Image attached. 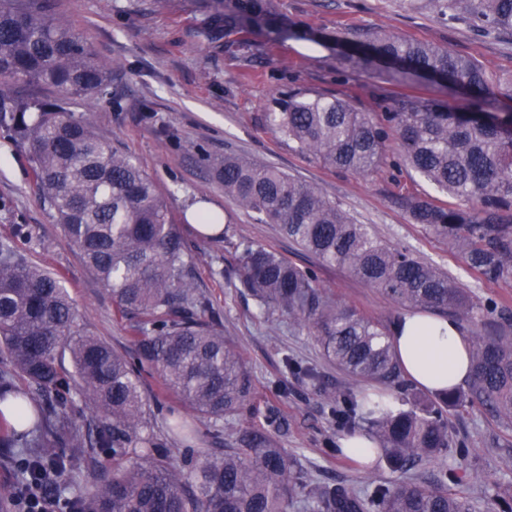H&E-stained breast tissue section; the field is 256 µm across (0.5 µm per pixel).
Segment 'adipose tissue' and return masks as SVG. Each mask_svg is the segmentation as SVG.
I'll use <instances>...</instances> for the list:
<instances>
[{
	"label": "adipose tissue",
	"instance_id": "ef3b65f1",
	"mask_svg": "<svg viewBox=\"0 0 512 512\" xmlns=\"http://www.w3.org/2000/svg\"><path fill=\"white\" fill-rule=\"evenodd\" d=\"M392 341L403 374L425 390L458 387L471 377L472 346L454 320L405 314L393 328Z\"/></svg>",
	"mask_w": 512,
	"mask_h": 512
}]
</instances>
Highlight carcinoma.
<instances>
[{
    "label": "carcinoma",
    "mask_w": 512,
    "mask_h": 512,
    "mask_svg": "<svg viewBox=\"0 0 512 512\" xmlns=\"http://www.w3.org/2000/svg\"><path fill=\"white\" fill-rule=\"evenodd\" d=\"M450 21L467 19L482 36L512 40V0H435ZM198 33L208 40L247 39L269 28L283 41L321 40L277 11L276 0H200ZM346 69L377 72L394 82L418 80L450 88L463 108L403 95L377 121L349 102L302 88L272 100L273 130L323 166L369 176L398 140L406 165L453 207L430 196L403 206L414 223L461 252L490 283L512 282V113L495 112L512 83L493 82L474 59L445 47L387 32L336 36ZM55 91L26 94L30 86ZM112 94V70L87 39L53 13L51 0H0V133L26 148L33 183L87 270L112 295L138 354L160 371L167 391L215 432L237 420L253 394L238 348L226 337L196 282L193 257L154 181L133 157L75 115L76 99ZM215 180L260 224L280 232L321 263L348 270L416 312L484 318L465 390L433 393L425 404L408 386L390 342V326L339 302L313 272L273 250L246 245L238 278L273 321L281 316L314 330L325 360L347 378L325 393L336 428L363 432L373 452L401 473L364 491L314 484L288 454V418L277 406L264 422L236 432L227 448H199L190 477L175 466L155 432L140 366L91 335L55 273L31 263L13 237L0 238V404L12 400L23 429L3 439L24 452L17 481L59 488L76 467L95 476L87 498L68 512H288L308 491L313 512H471L467 496L448 489V473L430 482L407 476L417 462L448 452V408L477 401L512 426V310L473 300L441 268L407 249H392L356 224L316 187L277 167L242 156L211 161ZM287 373L314 386L318 372L285 361ZM26 386L12 384L14 376ZM369 383L379 388L359 393ZM92 409L77 410L76 401ZM69 448L71 457L56 454ZM112 449V467L100 454Z\"/></svg>",
    "instance_id": "obj_1"
}]
</instances>
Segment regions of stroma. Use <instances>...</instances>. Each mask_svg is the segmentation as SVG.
<instances>
[{
	"label": "stroma",
	"mask_w": 512,
	"mask_h": 512,
	"mask_svg": "<svg viewBox=\"0 0 512 512\" xmlns=\"http://www.w3.org/2000/svg\"><path fill=\"white\" fill-rule=\"evenodd\" d=\"M55 12L92 43L98 55L113 64L112 96L78 100L74 112L84 115L95 131L132 155L152 177L170 216L196 265L201 291L209 298L224 334L243 354L255 386L244 422L260 423L267 404L280 406L291 421L285 448L316 481H344L363 489L374 481L391 482L396 473L382 460L362 469L329 453L336 440L317 387L286 377L283 360L291 357L317 368L325 385L339 386L345 376L324 359L314 336L288 317L264 319L257 303L236 276L238 247L251 244L275 250L293 264L312 269L333 296L360 312L391 325L405 313L390 296L346 270L321 264L284 236L273 224L257 223L225 197L207 165V157L244 156L275 165L294 178L316 186L359 224L370 225L386 245L409 249L448 270L465 284L475 301L512 307V284L480 281L464 258L447 243L413 223L403 197L435 195L434 186L396 157L374 174L362 177L321 166L312 157L288 148L272 131L267 115L279 93L305 87L346 99L360 112L381 113L403 94L462 107L460 97L439 85L392 83L383 75L343 68L331 45L302 39L276 40L270 31L231 47L207 42L195 32L191 0H55ZM280 14L323 33L348 29H381L433 43L471 57L497 80H512V41L485 37L467 23H448L430 0H278ZM149 103L153 121L141 118ZM223 217L225 237L200 236L188 213L198 204ZM25 225L31 238L18 245L36 264L58 274L86 329L122 354L136 351L126 321L112 298L86 270L78 251L63 236L41 203L33 184L25 149L0 136V237ZM287 392H279V380ZM142 388L151 396L156 429L166 430L181 412L179 399L165 391L154 367H145ZM194 437L171 439L177 465L188 448L229 445L235 425L214 432L209 422L192 418ZM456 441L448 453L423 460L414 475L428 480L445 470L458 476L472 512H502L500 496L512 489V427L493 419L480 404L448 412Z\"/></svg>",
	"instance_id": "stroma-1"
}]
</instances>
